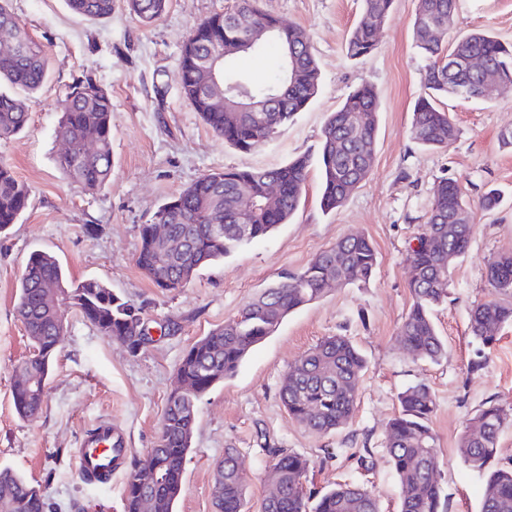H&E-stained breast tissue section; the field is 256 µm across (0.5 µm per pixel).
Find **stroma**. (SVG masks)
I'll use <instances>...</instances> for the list:
<instances>
[{
	"mask_svg": "<svg viewBox=\"0 0 512 512\" xmlns=\"http://www.w3.org/2000/svg\"><path fill=\"white\" fill-rule=\"evenodd\" d=\"M238 0H169L151 25L140 24L127 0H113L110 18L93 20L65 0H11L30 34L47 45L49 76L29 103L30 118L15 138L0 141V159L31 190V204L0 235V466L39 487L50 512H124L125 471L106 491L86 488L75 450L86 431L110 419L131 453L143 456L160 435L168 394L187 350L233 319L281 274L297 271L350 235H365L378 254L364 287L334 286L318 301L289 314L242 362L234 376L198 403L177 512H214L213 488L225 449H234L247 479L249 512L270 490L266 454L285 448L309 457L316 489L339 481L364 485L380 512H400V490L385 449V426L399 410L397 395L427 383L437 407L441 496L448 512H480L483 480L459 459L465 424L486 402L512 409V325L499 328L486 367L470 371L478 346L471 310L490 297L487 262L512 255V147L499 135L512 129V85L492 100L448 97L457 137L445 149L425 150L409 136L412 109L424 89L425 63L414 47L417 0H393L376 50L353 59L346 41L362 0H259V8L309 36L320 70L311 106L265 146H225L185 98L178 58L205 18L235 10ZM487 29L512 42V0H457L446 37ZM92 75L112 96V178L87 192L57 168L64 144L57 136L58 105L74 79ZM363 83L379 95L378 139L372 170L336 212L319 205L320 173L311 169L300 206L271 235L240 248L224 262L200 269L185 287L157 288L136 264L139 231L158 206L204 173L224 168H274L317 151L328 113ZM457 180L471 204L472 235L465 255L448 266V300L434 313L447 345L431 362L399 347L395 336L411 304L410 243L421 232L437 180ZM499 190L501 202L482 209L481 196ZM52 252L70 280H96L142 309L154 342L137 353L101 336L77 311L64 313L67 333L51 368L40 414L20 419L11 388L16 365L31 345L16 316L18 286L29 254ZM345 335L367 367L356 410L346 428L310 433L283 407L281 381L299 356L322 339ZM336 449L327 457V449Z\"/></svg>",
	"mask_w": 512,
	"mask_h": 512,
	"instance_id": "obj_1",
	"label": "stroma"
}]
</instances>
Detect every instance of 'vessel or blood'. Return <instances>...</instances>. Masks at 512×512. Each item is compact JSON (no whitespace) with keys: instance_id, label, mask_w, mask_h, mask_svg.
I'll list each match as a JSON object with an SVG mask.
<instances>
[{"instance_id":"1","label":"vessel or blood","mask_w":512,"mask_h":512,"mask_svg":"<svg viewBox=\"0 0 512 512\" xmlns=\"http://www.w3.org/2000/svg\"><path fill=\"white\" fill-rule=\"evenodd\" d=\"M129 450L111 421H99L86 431L76 450L77 475L82 484L95 487L111 484L115 470L124 467Z\"/></svg>"}]
</instances>
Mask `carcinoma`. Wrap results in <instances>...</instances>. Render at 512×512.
Wrapping results in <instances>:
<instances>
[{
    "instance_id": "cac0c4a2",
    "label": "carcinoma",
    "mask_w": 512,
    "mask_h": 512,
    "mask_svg": "<svg viewBox=\"0 0 512 512\" xmlns=\"http://www.w3.org/2000/svg\"><path fill=\"white\" fill-rule=\"evenodd\" d=\"M0 0V83L35 94L48 77L45 45L35 40L9 7ZM80 15L101 19L112 14V0H66ZM359 21L352 29L346 52L357 59L377 47L380 23L389 16L392 0H362ZM129 10L149 25L166 10L167 0H128ZM455 0H418L413 28L415 48L425 60L424 93L412 112L410 135L422 148L441 149L456 138L457 129L440 99L484 98L480 75L448 69L458 58L478 56L499 78L512 83V45L488 31H475L446 48L445 37L453 26ZM254 29L265 32L246 53L262 54L268 45L283 53L280 72L265 83H254L236 69V57L220 62L219 86L205 92L200 68L216 50L214 38L224 44ZM182 90L202 120L236 149L259 147L272 141L319 92L320 73L304 30L280 26L263 12L257 0H239L230 13L213 14L194 28L179 56ZM248 89L244 104L265 102L280 92L270 112H239L219 106L224 85ZM57 133L70 145L58 158V168L70 183L95 191L112 177V98L90 75L75 80L59 104ZM379 98L374 86L352 90L336 111L329 113L321 131L317 154L302 153L275 169H225L208 172L162 203L154 223L169 227V241L160 242L150 224L140 228L136 263L161 288H181L202 268L224 260L241 246L286 224L297 210L312 166L320 171V206L327 213L343 205L365 180L361 163L377 144ZM29 118L25 98L0 91V141L25 128ZM280 184L274 207L266 205L263 186ZM252 194L255 203L244 209L240 196ZM31 190L20 182L12 166L0 160V233L18 223L30 205ZM468 204L457 181L441 178L435 184L428 219L416 236L419 246L409 248L408 287L412 306L398 328L396 341L421 359L437 362L447 354L433 314L448 298V253L460 257L469 247L472 226L450 224L448 217ZM377 265V253L363 236L345 237L316 255L303 269L281 277L260 296L247 302L224 326L197 340L182 357L177 375L183 391L168 396L162 431L156 446L143 459L127 462L124 512H176L182 492L183 464L191 447L197 403L214 386L233 376L247 354L272 335L291 312L320 299L326 292L324 278L338 285L368 284ZM486 279L493 292L512 296V256L489 262ZM75 308L98 332L136 353L150 342L146 328L129 321L132 306L112 289L95 281L69 280L55 255L35 250L29 255L19 285L17 317L30 339L32 352L17 366L12 402L18 417L30 419L41 410L48 392L53 356L44 350L65 335L61 307ZM512 322V303L496 298L472 309L469 333L478 344L470 368H483L494 344L496 330ZM366 366L360 349L346 336H329L306 351L297 368L283 378L280 399L288 413L316 434L345 427L354 412L359 381ZM400 410L386 428V448L401 486L400 512H446L439 480L430 471L439 468L436 437L429 424L436 401L429 385L419 382L399 396ZM512 415L495 404L483 407L468 419L458 454L470 471L483 478L481 512H512V467L497 464L499 438ZM274 488L261 512H380L372 491L355 483L312 490L304 483L311 468L306 456L284 448L266 449ZM216 482L221 512H245V478L237 468L233 449L224 452ZM0 512H47L43 493L10 467L0 468Z\"/></svg>"
}]
</instances>
